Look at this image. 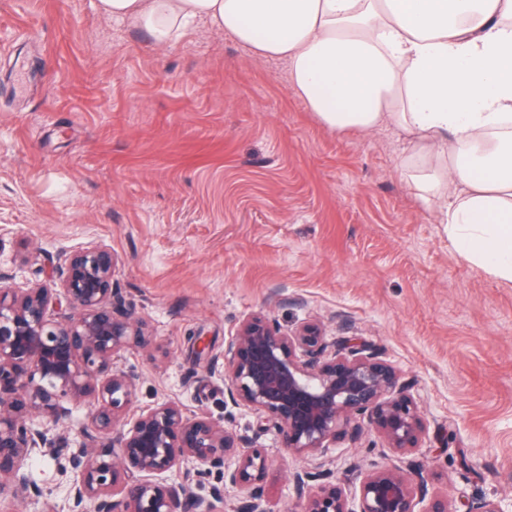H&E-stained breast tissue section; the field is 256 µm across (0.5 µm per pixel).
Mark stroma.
Segmentation results:
<instances>
[{
    "mask_svg": "<svg viewBox=\"0 0 512 512\" xmlns=\"http://www.w3.org/2000/svg\"><path fill=\"white\" fill-rule=\"evenodd\" d=\"M99 0H0V276L44 281L92 242L147 328L121 361L132 411L177 401L269 460L268 512H293L296 472L342 480L422 464L451 512H512V283L464 261L423 204L420 166L446 168L398 128L336 133L282 61L201 25L156 46ZM262 315L362 337L413 382L426 432L402 455L374 430L289 454L224 393V344ZM210 343L207 358L189 336Z\"/></svg>",
    "mask_w": 512,
    "mask_h": 512,
    "instance_id": "35a3bbf8",
    "label": "stroma"
}]
</instances>
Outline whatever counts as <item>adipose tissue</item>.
Instances as JSON below:
<instances>
[{
  "mask_svg": "<svg viewBox=\"0 0 512 512\" xmlns=\"http://www.w3.org/2000/svg\"><path fill=\"white\" fill-rule=\"evenodd\" d=\"M164 46L204 23L277 59L307 108L342 133L396 124L447 171L422 170L463 259L512 282V0H99Z\"/></svg>",
  "mask_w": 512,
  "mask_h": 512,
  "instance_id": "adipose-tissue-1",
  "label": "adipose tissue"
}]
</instances>
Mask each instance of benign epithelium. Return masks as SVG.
Masks as SVG:
<instances>
[{
    "label": "benign epithelium",
    "mask_w": 512,
    "mask_h": 512,
    "mask_svg": "<svg viewBox=\"0 0 512 512\" xmlns=\"http://www.w3.org/2000/svg\"><path fill=\"white\" fill-rule=\"evenodd\" d=\"M116 263L109 246L92 244L51 266L46 284H0V503L9 495L37 512H217L231 487L242 493L233 512H268L266 455L220 422L173 401L127 419L135 377L120 360L146 336L112 288ZM224 388L293 455H324L366 428L409 454L425 431L409 380L361 337L328 342L316 323L284 330L261 316L243 321L224 346ZM81 406L95 444L68 452L42 420L64 428ZM35 457L67 475L62 502L30 479ZM205 466L224 469V484L203 497L195 487ZM292 498L300 512H451L422 470L389 466L357 483L297 472Z\"/></svg>",
    "instance_id": "benign-epithelium-1"
}]
</instances>
